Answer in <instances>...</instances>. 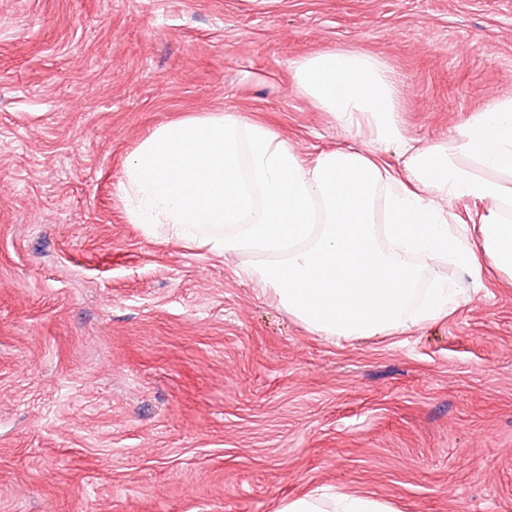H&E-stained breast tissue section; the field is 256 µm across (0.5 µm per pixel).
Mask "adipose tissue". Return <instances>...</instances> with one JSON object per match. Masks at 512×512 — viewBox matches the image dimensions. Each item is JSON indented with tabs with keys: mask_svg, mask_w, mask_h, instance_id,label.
Here are the masks:
<instances>
[{
	"mask_svg": "<svg viewBox=\"0 0 512 512\" xmlns=\"http://www.w3.org/2000/svg\"><path fill=\"white\" fill-rule=\"evenodd\" d=\"M302 90L371 146L303 162L268 127L229 113L159 126L130 153L121 183L132 223L220 254L251 253L249 278L311 332L393 334L452 312L459 291L433 262L512 274V97L476 112L454 137L418 145L400 122L390 69L358 51L294 64ZM396 145L402 169L378 154ZM479 202L478 221L448 211ZM429 289H422V282ZM278 512H392L328 491Z\"/></svg>",
	"mask_w": 512,
	"mask_h": 512,
	"instance_id": "1",
	"label": "adipose tissue"
}]
</instances>
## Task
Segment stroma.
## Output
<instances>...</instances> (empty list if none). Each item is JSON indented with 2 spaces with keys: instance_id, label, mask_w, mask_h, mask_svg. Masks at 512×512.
<instances>
[{
  "instance_id": "stroma-1",
  "label": "stroma",
  "mask_w": 512,
  "mask_h": 512,
  "mask_svg": "<svg viewBox=\"0 0 512 512\" xmlns=\"http://www.w3.org/2000/svg\"><path fill=\"white\" fill-rule=\"evenodd\" d=\"M357 50L431 145L512 96V0H0V512H277L315 490L512 512V277L407 331L318 336L120 190L224 112L303 160L355 144L295 61Z\"/></svg>"
}]
</instances>
